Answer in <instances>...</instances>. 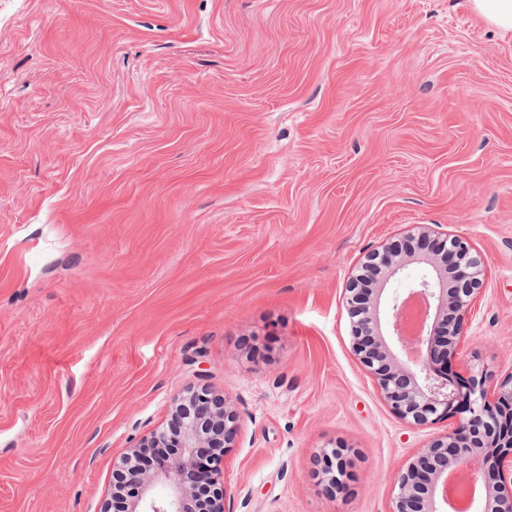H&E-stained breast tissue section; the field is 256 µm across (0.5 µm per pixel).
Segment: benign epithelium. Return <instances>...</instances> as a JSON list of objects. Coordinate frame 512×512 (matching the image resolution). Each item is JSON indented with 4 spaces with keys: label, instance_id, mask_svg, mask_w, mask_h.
I'll return each mask as SVG.
<instances>
[{
    "label": "benign epithelium",
    "instance_id": "benign-epithelium-1",
    "mask_svg": "<svg viewBox=\"0 0 512 512\" xmlns=\"http://www.w3.org/2000/svg\"><path fill=\"white\" fill-rule=\"evenodd\" d=\"M410 263L427 273L408 291L390 287ZM487 258L451 235L416 225L402 239L365 256L346 305L352 347L394 412L414 426L461 410L453 432L420 449L395 479L391 512H448L449 487L463 485L468 508L512 512V374L452 375L449 360L463 335L462 319L483 283ZM171 422L124 449L113 465L112 503L124 512H225L217 487L234 415L206 387L172 398Z\"/></svg>",
    "mask_w": 512,
    "mask_h": 512
}]
</instances>
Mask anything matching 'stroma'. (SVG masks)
<instances>
[{"label":"stroma","mask_w":512,"mask_h":512,"mask_svg":"<svg viewBox=\"0 0 512 512\" xmlns=\"http://www.w3.org/2000/svg\"><path fill=\"white\" fill-rule=\"evenodd\" d=\"M415 224L488 259L453 372L511 375L512 33L469 0H0V512H100L198 386L226 512H391L459 418L392 410L345 292Z\"/></svg>","instance_id":"1"}]
</instances>
